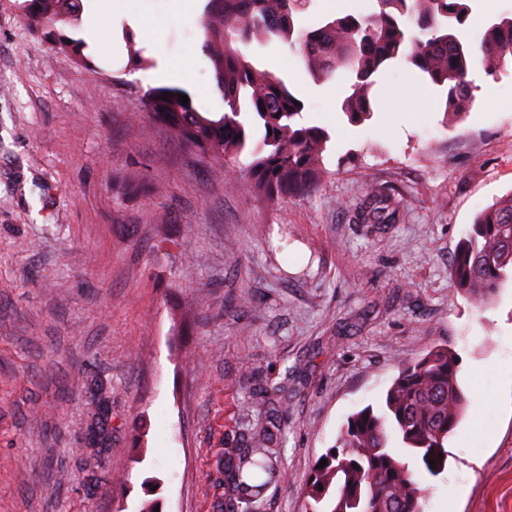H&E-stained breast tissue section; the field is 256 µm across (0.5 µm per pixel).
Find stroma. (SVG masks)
I'll use <instances>...</instances> for the list:
<instances>
[{
  "mask_svg": "<svg viewBox=\"0 0 512 512\" xmlns=\"http://www.w3.org/2000/svg\"><path fill=\"white\" fill-rule=\"evenodd\" d=\"M20 2L0 0V512H225L223 448L261 419L260 386L288 401V479L249 512H305V480L348 416L439 345L459 355L470 405L445 470L423 477L427 512H512V283L480 308L449 275L476 213L512 194V65L475 71L459 120L393 70L381 111L353 126L344 74L318 85L282 46L245 47L331 136L320 190L270 202L243 186L249 154L227 172L139 115L162 84L223 113L205 0H127L155 62L136 71L110 0H83L88 68L50 51ZM374 6L311 0L299 24ZM371 189L398 199L394 222L357 221ZM92 372L112 412L100 451Z\"/></svg>",
  "mask_w": 512,
  "mask_h": 512,
  "instance_id": "35a3bbf8",
  "label": "stroma"
}]
</instances>
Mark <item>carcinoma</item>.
<instances>
[{"label": "carcinoma", "mask_w": 512, "mask_h": 512, "mask_svg": "<svg viewBox=\"0 0 512 512\" xmlns=\"http://www.w3.org/2000/svg\"><path fill=\"white\" fill-rule=\"evenodd\" d=\"M83 0H22L23 23L44 33L52 51L85 67L92 63L88 42L75 34ZM310 0H207L202 49L212 64L224 99V113L199 111L193 94L177 85L148 88L141 112L160 123L204 159L230 165L243 152L252 163L245 186L275 201L316 192L327 171L323 155L330 134L304 121V101L276 73L248 59L236 44L277 42L299 58L316 84L341 70L347 89L339 108L347 121L360 125L378 109L375 87L382 76L407 66L445 99V112L462 115L478 85L470 79L474 55L460 34L473 0H376L378 9L347 13L301 29L297 17ZM128 64L134 70L154 66L130 35ZM487 76L512 63V13L489 19L478 44ZM171 93L168 100L160 99ZM188 96L184 105L179 94ZM399 205L381 191L368 195L362 221L388 224ZM456 289L477 304L489 300L512 271V194L481 210L461 241L450 266ZM452 351L436 347L402 364L389 387L385 405L367 406L348 417L332 449L312 467L304 489L307 512H426L427 489L418 468L436 476L448 461V437L467 408L458 381L459 363ZM90 393L92 441L110 440V406L103 380L86 377ZM282 405L266 413L267 423L252 426L238 445L224 448L225 509L237 512L253 497L260 472L275 477L281 435ZM397 438L407 457L389 449ZM323 489H318V486Z\"/></svg>", "instance_id": "1"}]
</instances>
